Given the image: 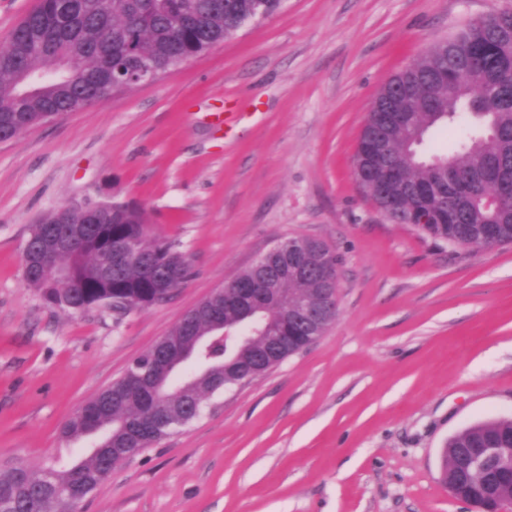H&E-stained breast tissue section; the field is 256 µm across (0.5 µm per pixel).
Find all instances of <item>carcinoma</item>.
I'll return each instance as SVG.
<instances>
[{
  "label": "carcinoma",
  "mask_w": 512,
  "mask_h": 512,
  "mask_svg": "<svg viewBox=\"0 0 512 512\" xmlns=\"http://www.w3.org/2000/svg\"><path fill=\"white\" fill-rule=\"evenodd\" d=\"M262 13H276L282 0H38L12 30L0 48V132L27 130L55 115L78 112L84 103L108 95L117 72L148 63L162 72L194 58L234 35ZM512 12L497 11L473 20L448 38L441 54L422 56L394 75H411L418 87L419 104L410 123L391 132L389 163L405 175L412 198L430 196L433 206L456 216L454 224H414V205L390 206V190L372 178L361 185L379 212L394 224H409L421 236L437 244L486 248L512 243V196L495 209H487L485 195L512 191ZM448 73L438 89L425 81L432 67ZM60 70V75L32 92L17 90L22 71L34 74ZM469 114V124L458 140L452 163L447 157L427 156L418 145L430 133ZM98 223H90L83 209L70 206L50 212L33 226L23 256V279L43 298L55 297L60 311L79 314L103 305L116 314L148 309L162 302L159 281L176 290L190 277L186 257L173 241L149 237L143 213L127 203H106L98 211ZM84 229L74 251L59 254L71 268L72 279L53 281L41 273L37 255L44 238ZM112 243L136 240L137 254L112 270L109 282L98 272L99 249ZM307 265L310 276L285 281L284 300L317 298L323 289L334 290V280H324L317 268L335 271L338 257L322 242L311 240ZM222 309V321H239V313L224 310V297L210 300L183 317L168 333L182 339L188 330L197 333L214 328L213 306ZM271 335L283 326L284 307L271 305L262 313ZM263 348L256 339L241 346L238 361L224 360V337L214 335L200 350V357L214 374L212 385L177 384L168 390L146 382L137 388L123 379L115 381L87 401L68 422L65 435L94 436L86 456L57 462L39 473L26 465L0 469V512H53L54 501L67 496L81 503L112 474V468L150 447V436L195 419V404L206 399L211 386L231 387L240 379L242 366ZM494 443L512 448V417L495 418L463 429L442 450V481L457 499L478 497L482 475L460 477L458 460L464 448Z\"/></svg>",
  "instance_id": "1"
}]
</instances>
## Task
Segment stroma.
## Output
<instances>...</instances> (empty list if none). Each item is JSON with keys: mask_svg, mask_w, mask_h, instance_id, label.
<instances>
[{"mask_svg": "<svg viewBox=\"0 0 512 512\" xmlns=\"http://www.w3.org/2000/svg\"><path fill=\"white\" fill-rule=\"evenodd\" d=\"M512 0H283L158 80L0 142V465L82 456L63 429L277 242L340 258L328 332L112 470L78 512H474L448 439L512 415V244L439 246L352 174L382 85ZM83 199L142 208L192 277L119 317L23 282L32 224Z\"/></svg>", "mask_w": 512, "mask_h": 512, "instance_id": "stroma-1", "label": "stroma"}]
</instances>
